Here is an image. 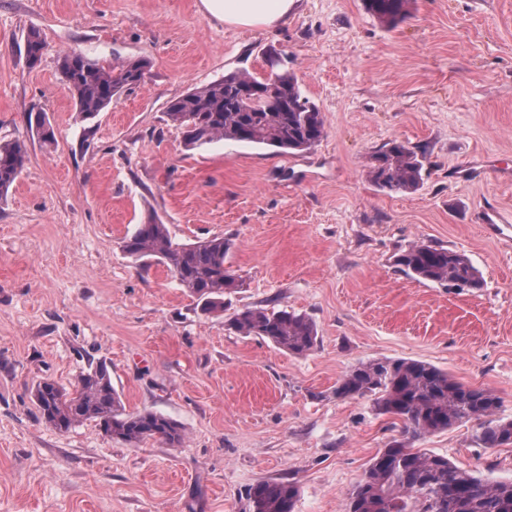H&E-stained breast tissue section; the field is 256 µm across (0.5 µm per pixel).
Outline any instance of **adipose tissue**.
Listing matches in <instances>:
<instances>
[{
    "label": "adipose tissue",
    "mask_w": 512,
    "mask_h": 512,
    "mask_svg": "<svg viewBox=\"0 0 512 512\" xmlns=\"http://www.w3.org/2000/svg\"><path fill=\"white\" fill-rule=\"evenodd\" d=\"M296 0H201L205 14L239 27H271L285 20Z\"/></svg>",
    "instance_id": "1"
}]
</instances>
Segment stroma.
Masks as SVG:
<instances>
[{
	"label": "stroma",
	"mask_w": 512,
	"mask_h": 512,
	"mask_svg": "<svg viewBox=\"0 0 512 512\" xmlns=\"http://www.w3.org/2000/svg\"><path fill=\"white\" fill-rule=\"evenodd\" d=\"M45 50L35 67L25 37ZM144 58L143 85L91 119L59 71L63 52ZM288 59L324 120L308 151L184 144L168 103ZM44 110L57 145L33 142ZM423 156L417 191L367 175L391 140ZM29 158L0 201V512H237L241 490L287 476L296 512H343L369 460L397 436L370 399H339L351 366L413 359L500 397L512 418V0H414L397 28L362 0H298L273 29L225 25L200 0H0V143ZM178 241L222 235L238 286L201 312L161 264L122 240L149 216ZM416 243L464 252L472 291L397 271ZM316 324L297 356L229 326L246 308ZM112 368L127 411L185 429L183 447H131L92 423L47 424L31 395L71 386L87 358ZM470 420L420 447L512 479V447L480 448Z\"/></svg>",
	"instance_id": "stroma-1"
}]
</instances>
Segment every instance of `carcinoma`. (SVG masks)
I'll use <instances>...</instances> for the list:
<instances>
[{
  "label": "carcinoma",
  "mask_w": 512,
  "mask_h": 512,
  "mask_svg": "<svg viewBox=\"0 0 512 512\" xmlns=\"http://www.w3.org/2000/svg\"><path fill=\"white\" fill-rule=\"evenodd\" d=\"M362 2L367 13L395 28L409 17L413 0ZM44 48L40 33L29 31L25 40L29 66L38 64ZM148 65L143 58L104 65L76 50L59 58L67 88L85 119L106 109L121 92L140 86ZM280 66L282 59L270 60L272 105L255 99L256 90L265 85L264 77L240 70L171 101L168 120L184 130L189 148L224 139L309 150L324 136L323 118L295 76ZM29 125L41 145L55 143L46 113H35ZM28 157L23 141L0 144V200L6 198ZM422 170L419 154L392 140L373 154L368 177L383 190L413 192L421 185ZM122 248L136 260L155 259L165 265L205 314L224 312V295L238 287L224 266L228 242L222 235L179 243L167 225L152 218L137 225L123 239ZM395 266L408 276L434 283L471 290L483 287L469 258L442 246L414 244L396 258ZM230 326L298 356L318 346L313 320L286 309L246 308L234 315ZM334 393L339 399L369 398L380 414L402 422L400 435L377 452L348 494L344 512H512V479L492 480L477 470L458 467L444 455L415 447L419 439L469 420L479 421L476 440L481 447L512 446V419L498 416L501 400L493 392L458 382L432 364L400 358L353 366L336 382ZM32 398L41 418L61 432L93 422L105 436L131 447L160 439L180 448L185 441L183 426L172 417L152 410L127 411L104 361L88 362L70 388L49 379L36 383ZM299 496L298 483L288 477L260 480L240 492L239 512H295Z\"/></svg>",
  "instance_id": "obj_1"
}]
</instances>
